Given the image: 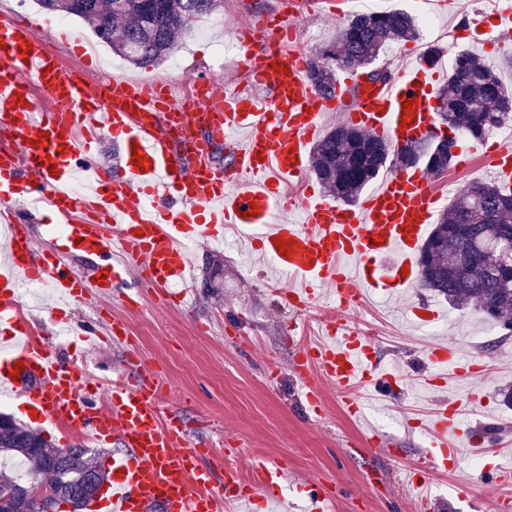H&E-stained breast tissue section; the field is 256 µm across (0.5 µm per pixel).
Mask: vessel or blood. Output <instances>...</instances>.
I'll list each match as a JSON object with an SVG mask.
<instances>
[{"label":"vessel or blood","mask_w":512,"mask_h":512,"mask_svg":"<svg viewBox=\"0 0 512 512\" xmlns=\"http://www.w3.org/2000/svg\"><path fill=\"white\" fill-rule=\"evenodd\" d=\"M317 0H284L281 8L252 18L239 34V65L246 83L221 86L197 80V93L180 104L165 94L162 78H111L93 86L64 68L47 35L32 25L0 20V386L22 397L39 421L117 444L112 482L95 512H235L238 503L276 497L284 463L254 459L247 481L237 478L239 448L202 446L183 420L163 408L166 379L138 353L123 322L104 328L73 327L85 342L105 336L122 348L125 373L115 376L105 402L94 393L99 380L61 362L36 340L29 321L16 311L17 285L47 284L75 307L111 299L112 290L136 275L170 309H181L190 260L184 241H222L228 229L259 230L255 247L299 284L285 295L289 306L307 311L323 290L335 310L315 341L301 344L291 368L313 407L322 404L321 382L336 385L352 416H360L359 393L373 389L395 395L402 375L381 371L373 343L349 315L367 292L403 295L418 280L417 253L441 199L426 171L389 174L355 207L341 208L315 191L299 199L283 183L305 178L309 147L320 139L324 116L345 113L365 133L392 148L409 138L426 139L437 128L432 93L447 70L416 56L390 80L372 82L345 74L335 94L308 81V60L291 39ZM412 113H404L403 103ZM180 126L191 152L180 151L170 129ZM112 139L123 176L113 177L97 158L103 139ZM231 150L228 165L215 164L212 145ZM140 149L150 168L132 164ZM90 180L85 193L71 191L77 174ZM480 173L502 192H512V138L489 151ZM42 205L57 222H68L65 247L40 248L20 210ZM292 243L290 255L277 244ZM93 257L77 273L70 253ZM424 355L440 367L433 386L446 383L445 369L482 376L459 347L432 343ZM469 392L437 404L421 427L430 437V459L408 467L405 485L415 491L420 512L438 502L423 489L438 471L454 469L464 454L501 447L500 439L463 419L464 407L482 406ZM224 467L216 485L213 464ZM495 512H512V470L496 467Z\"/></svg>","instance_id":"1"}]
</instances>
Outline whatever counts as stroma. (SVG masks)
<instances>
[{
  "instance_id": "35a3bbf8",
  "label": "stroma",
  "mask_w": 512,
  "mask_h": 512,
  "mask_svg": "<svg viewBox=\"0 0 512 512\" xmlns=\"http://www.w3.org/2000/svg\"><path fill=\"white\" fill-rule=\"evenodd\" d=\"M480 0H457L458 6L441 18L444 27L457 28L459 38L453 53L442 57L452 66L461 51L483 54V42L492 37L491 25L475 29L472 19ZM381 0H348L343 16L322 9L308 19L319 31L315 43L306 47L314 55L331 41L349 16L361 12L385 11ZM51 45L68 63L82 67L88 76L109 71L127 78L169 77V64L137 69L98 43L89 27L71 19L66 31H51ZM228 32L224 14L207 18V34L189 31L174 57L185 75L210 76L215 44L224 42ZM94 44L93 59L81 58L75 40ZM198 296L187 312L169 309L149 298V314L127 312L123 293H143V286L129 281L126 289H113L109 317L122 319L146 363L168 379L173 395L166 401L168 411L198 425V434L211 441L238 440L242 454L238 465L248 471L251 461L266 457L284 462L286 477L280 497L269 500L265 512H278L280 500H287L288 512H307L296 496L299 485L323 486L334 494L332 512H416L415 500L403 485L406 466L426 462L429 438L424 431L408 427L411 418H421L436 407L449 391H469L472 383L463 376L450 377L440 389L428 387L424 379L432 371L423 355L430 343L469 347L476 337L485 344L475 349L480 362L491 367L485 386V407L469 416L471 425L483 429L498 427L512 436V407L505 405L500 389L512 386V344L496 337V326L471 308H458L443 296L416 287L404 297L370 294L363 314L377 327L374 340L381 368L401 372L411 381L404 396L384 399L375 394L363 398L366 420L395 447L399 458L383 455L378 447L365 444L359 423L349 416L334 386L323 387V409L313 414L306 409L291 372L290 362L300 345V315L290 308L282 294L290 280L275 264L258 254L245 238L226 244L206 240L193 242ZM422 300L438 313L436 320L412 325L405 312ZM40 333L46 343L67 363L84 368L95 377L111 375L123 366V352L114 346L84 351L79 342L64 345L56 330L43 324ZM431 488L443 512H490L493 488L475 485L468 457H461L455 469L433 474Z\"/></svg>"
}]
</instances>
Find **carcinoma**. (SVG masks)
Returning <instances> with one entry per match:
<instances>
[{
    "label": "carcinoma",
    "instance_id": "carcinoma-1",
    "mask_svg": "<svg viewBox=\"0 0 512 512\" xmlns=\"http://www.w3.org/2000/svg\"><path fill=\"white\" fill-rule=\"evenodd\" d=\"M220 4L221 0H156L151 6L144 0H79L60 14L81 20L115 54L145 68L171 57L179 39ZM416 36L415 21L406 13L356 14L309 61V81L330 95L339 73L348 70L364 69L371 81L387 80L391 73L370 66L387 43ZM439 95L441 120L454 132L480 139L512 122V91L475 54L458 55ZM454 146V139L438 137L392 150L349 125H338L314 146L311 167L327 192L353 202L388 167L422 165L434 174L448 170ZM420 265L423 287L457 307H475L512 332V194L486 183L461 191L425 240ZM1 454L32 465L26 480L0 472V490L12 492L16 507L28 512H50L62 503L79 512L107 477L87 449L61 448L3 413ZM48 472L57 499L28 498L31 486Z\"/></svg>",
    "mask_w": 512,
    "mask_h": 512
}]
</instances>
